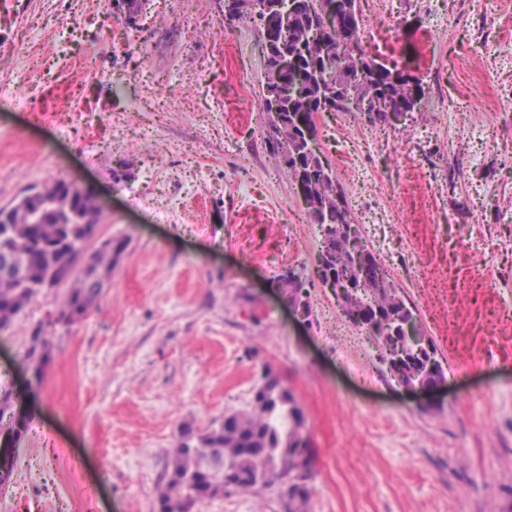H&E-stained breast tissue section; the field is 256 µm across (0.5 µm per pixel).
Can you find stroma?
Returning a JSON list of instances; mask_svg holds the SVG:
<instances>
[{
  "label": "stroma",
  "mask_w": 512,
  "mask_h": 512,
  "mask_svg": "<svg viewBox=\"0 0 512 512\" xmlns=\"http://www.w3.org/2000/svg\"><path fill=\"white\" fill-rule=\"evenodd\" d=\"M366 54L418 78L397 126L315 119L369 248L446 371L431 397L383 376L310 280L298 322L277 280L313 272L320 232L251 114L266 57L240 4L0 0V207L62 179L93 194L88 249L126 239L97 305L56 326L27 386L33 327L67 285L0 333V388L28 415L0 512H154L182 424L245 408L272 365L303 408L308 512H512V0H359ZM94 68H87L86 60ZM191 512H284L276 492Z\"/></svg>",
  "instance_id": "obj_1"
}]
</instances>
